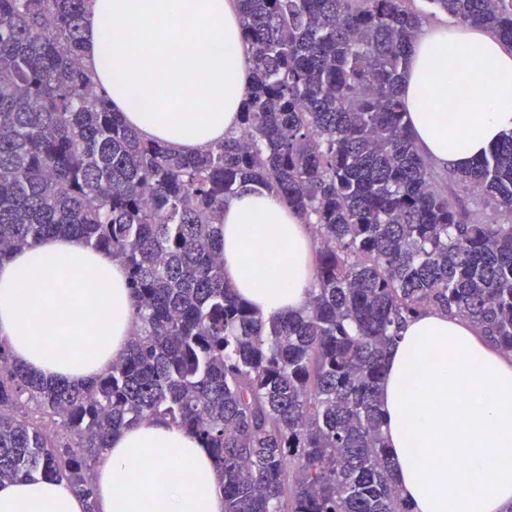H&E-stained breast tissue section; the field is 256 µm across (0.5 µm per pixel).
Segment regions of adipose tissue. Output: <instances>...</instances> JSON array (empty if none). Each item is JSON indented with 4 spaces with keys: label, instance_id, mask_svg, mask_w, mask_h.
<instances>
[{
    "label": "adipose tissue",
    "instance_id": "obj_1",
    "mask_svg": "<svg viewBox=\"0 0 512 512\" xmlns=\"http://www.w3.org/2000/svg\"><path fill=\"white\" fill-rule=\"evenodd\" d=\"M82 64L143 138L194 154L236 132L251 84L238 0H94ZM419 150L463 169L512 130V46L493 31L420 27L401 91ZM224 280L262 319L307 303L314 242L274 192L224 206ZM292 260L278 262L280 251ZM40 336H33V329ZM133 331L121 262L56 235L0 259V340L45 378L85 384ZM383 432L412 512H512V354L466 319L426 309L386 362ZM98 512H224L213 460L152 419L114 434L97 467ZM0 512H83L66 482L0 484Z\"/></svg>",
    "mask_w": 512,
    "mask_h": 512
}]
</instances>
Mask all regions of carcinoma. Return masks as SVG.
Instances as JSON below:
<instances>
[{
    "mask_svg": "<svg viewBox=\"0 0 512 512\" xmlns=\"http://www.w3.org/2000/svg\"><path fill=\"white\" fill-rule=\"evenodd\" d=\"M91 2L0 0V256L62 234L109 253L134 333L84 386L31 374L0 340V483L65 481L95 512L112 433L163 417L209 450L224 512H409L384 361L430 307L512 352V131L448 172L468 213L406 123L407 0H238L254 73L239 131L177 153L82 68ZM426 2L512 45V0ZM250 186L319 243L306 307L268 321L224 283V203Z\"/></svg>",
    "mask_w": 512,
    "mask_h": 512,
    "instance_id": "obj_1",
    "label": "carcinoma"
}]
</instances>
